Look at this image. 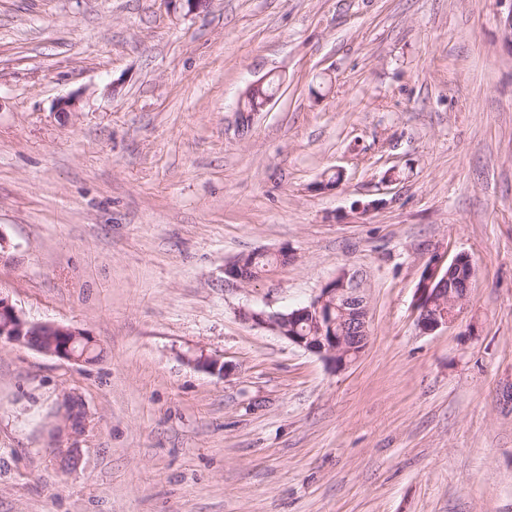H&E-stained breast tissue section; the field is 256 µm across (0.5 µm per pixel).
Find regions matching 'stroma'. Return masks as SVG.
I'll return each mask as SVG.
<instances>
[{
  "mask_svg": "<svg viewBox=\"0 0 512 512\" xmlns=\"http://www.w3.org/2000/svg\"><path fill=\"white\" fill-rule=\"evenodd\" d=\"M503 10L0 0V295L101 351L0 342V512H512ZM271 73L281 92L242 124ZM461 252L458 320L420 333L426 264ZM342 273L369 330L345 367L241 317ZM68 396L88 414L69 468L49 436ZM265 85L268 87L266 93L263 92ZM246 88L239 97L237 112H239L241 120L248 123L255 112L263 111L273 101L280 84L276 86L274 80L264 77L250 83ZM260 254L268 255L265 252L256 251L241 255L233 261L226 263L224 266V276L240 284L250 283L256 278L253 271L252 260L254 256L256 257Z\"/></svg>",
  "mask_w": 512,
  "mask_h": 512,
  "instance_id": "obj_1",
  "label": "stroma"
}]
</instances>
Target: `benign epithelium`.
Here are the masks:
<instances>
[{
    "mask_svg": "<svg viewBox=\"0 0 512 512\" xmlns=\"http://www.w3.org/2000/svg\"><path fill=\"white\" fill-rule=\"evenodd\" d=\"M279 87L275 81L264 77L247 86L238 100L241 120L247 122L256 112L263 111L275 98ZM259 252L244 254L224 265V276L240 284L256 278L252 260ZM474 275L471 257L457 254L446 270L439 263L429 261L416 288L415 308L417 326L424 334H431L456 322L467 300L470 282ZM245 321L270 329L291 344L316 353L328 362L344 366L351 355L359 356L368 342L367 312L358 295L357 286L338 277L320 289L307 304L288 311L268 312L247 309L242 312ZM309 332H300L301 324ZM26 345L38 352L74 362L89 361L84 348L95 343L85 331L55 322H30L11 301L0 295V341ZM73 397L68 396L61 405L55 433L67 437L71 444L58 445L55 451L70 461H75L78 448L74 439L83 431L86 413L74 417Z\"/></svg>",
    "mask_w": 512,
    "mask_h": 512,
    "instance_id": "1",
    "label": "benign epithelium"
}]
</instances>
